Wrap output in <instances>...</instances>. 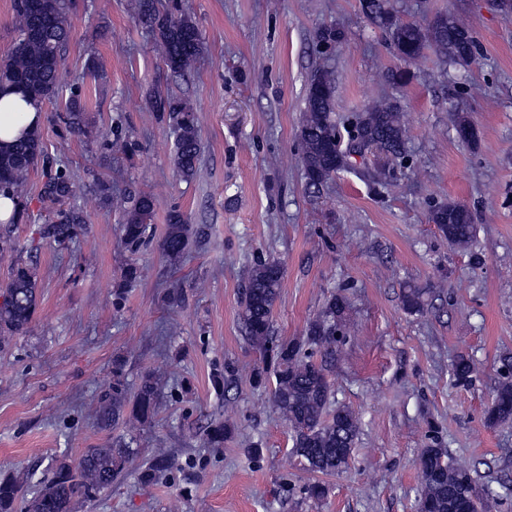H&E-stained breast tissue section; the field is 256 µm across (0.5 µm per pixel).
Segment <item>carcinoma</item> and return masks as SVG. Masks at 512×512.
<instances>
[{"label": "carcinoma", "mask_w": 512, "mask_h": 512, "mask_svg": "<svg viewBox=\"0 0 512 512\" xmlns=\"http://www.w3.org/2000/svg\"><path fill=\"white\" fill-rule=\"evenodd\" d=\"M71 0H14L17 37L10 52L0 59V89H14L38 106L54 99L64 87L63 52L70 38ZM361 12L375 27L388 35L400 58L412 60L433 49L446 64L467 67L475 62L479 45L470 27L452 12L437 16L427 26L402 21L389 0H360ZM133 9L140 25L155 38L166 68L174 73L191 70L204 51V41L195 18L182 0H134ZM336 83L332 71L320 69L310 79L305 108L298 128L302 146L301 165L307 185L317 190L331 176L348 172L374 187L387 184L390 170L357 165L356 158L370 153L394 161L403 155L408 141L404 107L397 100L383 99L362 112L340 120L335 112ZM150 107L172 124L176 134L174 164L177 174L190 180L198 169L201 141L196 113L184 99L156 92ZM62 132L97 137L95 122L86 111L78 90L70 91L63 111L57 115ZM459 139L472 145L477 132L466 112L453 114ZM47 162L39 130H31L18 142L0 148V193H17L30 175ZM44 199L64 203L75 195V185L67 172L46 173ZM155 198L141 193L124 209L121 240L125 249L136 254L150 241V220ZM429 221L448 243L470 244L476 235L471 211L454 202L431 206ZM87 223L84 211L70 207L56 211L41 225L40 238L67 247ZM196 230L183 214L172 211L159 248L171 262L188 252ZM279 262L263 258L242 269L245 299L241 318L249 342L262 354L263 366L254 370V379L263 383L274 375L272 402L293 432V450L302 457L309 471L324 475L344 471L354 452L359 433L358 417L346 407L329 413L332 387L328 379V358L347 338L344 317L348 300L334 295L326 302L321 316L309 323L306 336L280 340L272 336V314L282 280ZM36 267L21 257L14 261L5 299L0 304V343L7 337L25 333L37 308ZM426 289L411 286L402 295L403 307L418 312L424 307ZM321 360H316L315 355ZM497 371L502 377L486 412L489 425L512 422V356L499 358ZM473 367L461 356L452 369L458 384L471 381ZM159 394L153 377L141 378L130 394L123 377V361L116 358L112 370V391L99 399L98 422L109 428L123 423L143 426L158 411ZM132 457L126 446L89 448L75 463L61 460L52 473L40 481L29 501L27 512H73L78 497L91 499L101 489L125 475ZM171 468L167 450L158 448L143 471L151 478ZM419 512H485L490 504L512 498V481L498 486L479 485L476 470L453 462L447 449L435 439L422 449L418 460ZM26 495L24 484L0 481V512H15L16 500Z\"/></svg>", "instance_id": "1"}]
</instances>
